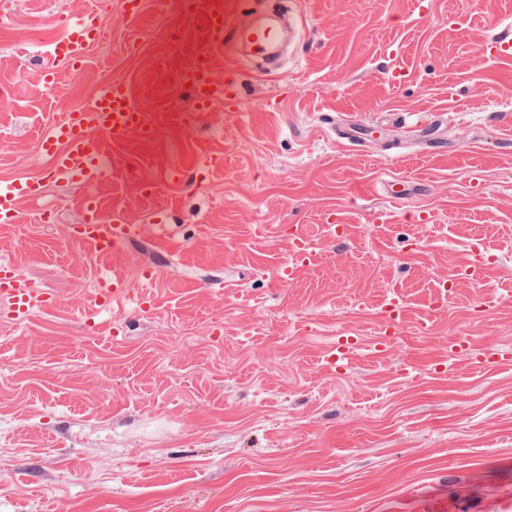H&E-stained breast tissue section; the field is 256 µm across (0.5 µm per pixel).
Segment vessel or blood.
<instances>
[{
	"instance_id": "b4317fda",
	"label": "vessel or blood",
	"mask_w": 512,
	"mask_h": 512,
	"mask_svg": "<svg viewBox=\"0 0 512 512\" xmlns=\"http://www.w3.org/2000/svg\"><path fill=\"white\" fill-rule=\"evenodd\" d=\"M201 20L203 43L193 65L177 75L176 85L188 88L196 111H211L218 103L237 106L239 96L234 78L229 74L216 77V58L242 48L251 57L264 55L273 31L268 27L257 30L239 27L220 8L203 14ZM59 27L60 36L44 43L42 50L46 65L41 81L48 87L54 85L59 66L73 71L81 69L89 49L103 39L101 24L86 11L62 13ZM98 133L106 134L115 143L125 141L132 133L146 141L154 137L152 125L122 81L102 85L91 99L52 123L40 141V148L49 159L50 177L56 184H79L85 188L83 221L76 226L75 233L95 251L107 255L121 249L130 226L124 212H113L107 221L100 216L95 190L108 177L112 162L94 143ZM37 193V186L30 179L19 177L1 181L0 224L20 223L22 201ZM129 293L125 275L116 271L101 279L92 303L96 306L109 304L126 298ZM0 298L9 302L15 317L22 321L51 304L47 294L34 288L7 263L0 265Z\"/></svg>"
}]
</instances>
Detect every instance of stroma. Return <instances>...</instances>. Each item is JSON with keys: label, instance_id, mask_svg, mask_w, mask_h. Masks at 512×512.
<instances>
[{"label": "stroma", "instance_id": "35a3bbf8", "mask_svg": "<svg viewBox=\"0 0 512 512\" xmlns=\"http://www.w3.org/2000/svg\"><path fill=\"white\" fill-rule=\"evenodd\" d=\"M93 2L0 0V179L42 182L0 224V262L55 302L18 324L0 299V512H512V52L488 50L512 41V0H288L304 26L280 74L218 58L240 109L198 116L178 0L112 12L82 71L41 87L38 43ZM113 79L158 136L95 137L115 160L101 214L133 227L101 255L71 237L83 191L46 181L39 142ZM349 121L360 144L336 135ZM207 154L223 167L191 168ZM299 238L313 257L279 281ZM477 255L481 280L443 296ZM115 269L130 299L87 315ZM340 336L359 347L333 368Z\"/></svg>", "mask_w": 512, "mask_h": 512}]
</instances>
